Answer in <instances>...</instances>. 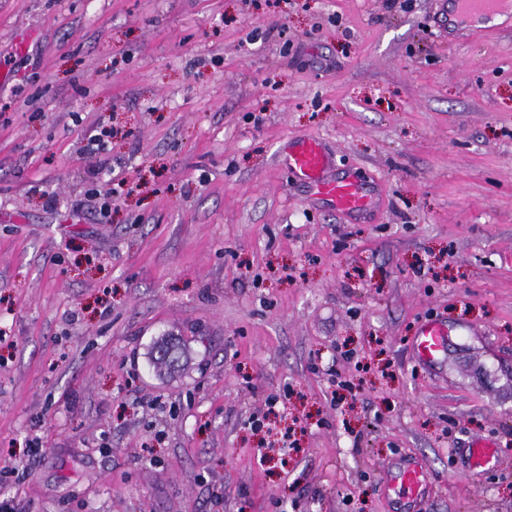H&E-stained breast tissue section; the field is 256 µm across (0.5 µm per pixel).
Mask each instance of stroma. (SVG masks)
<instances>
[{
  "instance_id": "stroma-1",
  "label": "stroma",
  "mask_w": 512,
  "mask_h": 512,
  "mask_svg": "<svg viewBox=\"0 0 512 512\" xmlns=\"http://www.w3.org/2000/svg\"><path fill=\"white\" fill-rule=\"evenodd\" d=\"M300 138L369 211L294 178ZM429 318L450 336L424 366ZM1 332L17 512H512V25L449 33L440 0H0ZM475 440L499 460L469 470ZM408 459L413 510L385 491ZM448 342V325L436 319L421 322L414 333L412 349L419 363L432 365L443 354ZM400 487L411 497H418L426 486V474L420 467H406L395 475L394 478Z\"/></svg>"
}]
</instances>
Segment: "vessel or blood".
Segmentation results:
<instances>
[{
    "label": "vessel or blood",
    "instance_id": "vessel-or-blood-1",
    "mask_svg": "<svg viewBox=\"0 0 512 512\" xmlns=\"http://www.w3.org/2000/svg\"><path fill=\"white\" fill-rule=\"evenodd\" d=\"M449 25L461 28L491 23L495 16L512 13V0H446ZM286 161L314 190L318 199L345 212H360L371 205V198L359 184L358 177L331 178L330 157L314 139H300L288 148ZM448 342V327L435 319L421 322L414 333L412 349L419 363L431 365L443 354ZM400 487L412 497L422 494L426 474L418 467H406L396 474Z\"/></svg>",
    "mask_w": 512,
    "mask_h": 512
}]
</instances>
